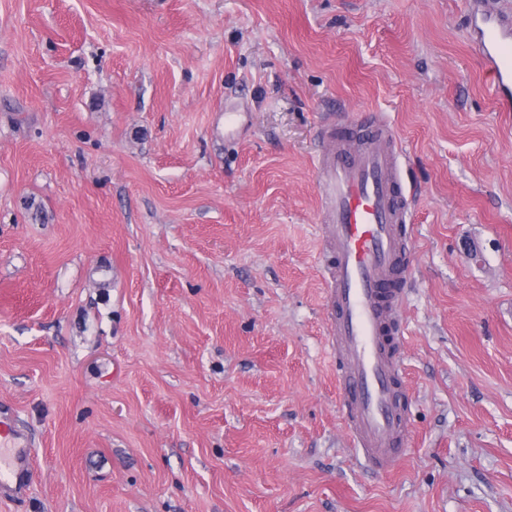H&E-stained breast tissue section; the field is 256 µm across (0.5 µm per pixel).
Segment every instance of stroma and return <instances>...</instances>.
Returning a JSON list of instances; mask_svg holds the SVG:
<instances>
[{
    "instance_id": "35a3bbf8",
    "label": "stroma",
    "mask_w": 512,
    "mask_h": 512,
    "mask_svg": "<svg viewBox=\"0 0 512 512\" xmlns=\"http://www.w3.org/2000/svg\"><path fill=\"white\" fill-rule=\"evenodd\" d=\"M468 10L0 0V402L36 468L0 512H512V112ZM373 111L413 193L386 475L336 398L313 163Z\"/></svg>"
}]
</instances>
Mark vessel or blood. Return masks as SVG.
Returning <instances> with one entry per match:
<instances>
[{
    "mask_svg": "<svg viewBox=\"0 0 512 512\" xmlns=\"http://www.w3.org/2000/svg\"><path fill=\"white\" fill-rule=\"evenodd\" d=\"M468 36L493 72L498 111L512 112V15L474 11ZM315 159L329 246L327 343L352 447L375 471L393 470L407 440L409 395L398 310L412 273V192L403 152L382 112H360L322 128ZM29 439L0 405V499L23 498L32 482Z\"/></svg>",
    "mask_w": 512,
    "mask_h": 512,
    "instance_id": "1",
    "label": "vessel or blood"
}]
</instances>
